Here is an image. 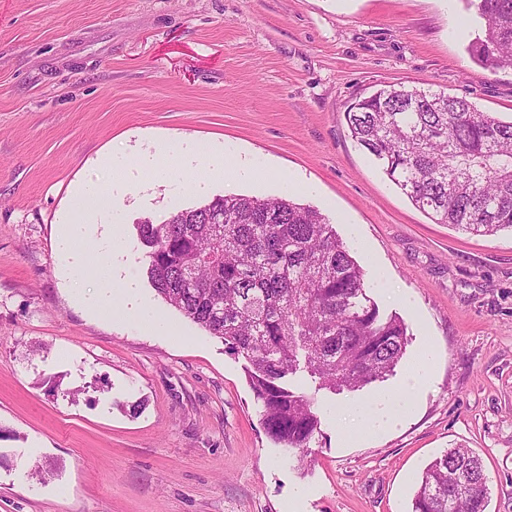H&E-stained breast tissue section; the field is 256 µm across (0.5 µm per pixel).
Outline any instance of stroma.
I'll use <instances>...</instances> for the list:
<instances>
[{"label":"stroma","instance_id":"stroma-1","mask_svg":"<svg viewBox=\"0 0 512 512\" xmlns=\"http://www.w3.org/2000/svg\"><path fill=\"white\" fill-rule=\"evenodd\" d=\"M464 0H0V512H410L427 465L462 446L488 478L487 512H512V235L435 223L352 140L349 105L389 84L512 116V69L468 52ZM212 143L252 179L191 188L172 157L158 185L112 183L156 142ZM295 178L289 191L282 179ZM110 188L100 221L121 238L119 278L173 337L81 307L98 248L71 270L61 223L76 192ZM312 183L314 192L302 189ZM288 193L318 209L384 314L408 326L393 375L316 389L305 455L261 424L243 359L156 294L136 226L229 195ZM430 350L410 415L371 437L341 417L401 393Z\"/></svg>","mask_w":512,"mask_h":512}]
</instances>
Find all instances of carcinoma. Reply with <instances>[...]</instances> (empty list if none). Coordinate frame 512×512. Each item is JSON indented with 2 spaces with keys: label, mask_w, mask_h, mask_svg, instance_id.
Returning a JSON list of instances; mask_svg holds the SVG:
<instances>
[{
  "label": "carcinoma",
  "mask_w": 512,
  "mask_h": 512,
  "mask_svg": "<svg viewBox=\"0 0 512 512\" xmlns=\"http://www.w3.org/2000/svg\"><path fill=\"white\" fill-rule=\"evenodd\" d=\"M483 37L471 54L512 68V0H466ZM350 135L418 208L476 234L512 233V119L444 92L387 85L351 105ZM215 211L224 223L210 224ZM148 281L170 306L248 363L268 437L309 447L320 426L312 399L291 388L360 390L403 357L407 326L384 316L365 275L319 210L288 196L224 195L137 225ZM481 461L448 449L423 472L411 512H486Z\"/></svg>",
  "instance_id": "carcinoma-1"
}]
</instances>
